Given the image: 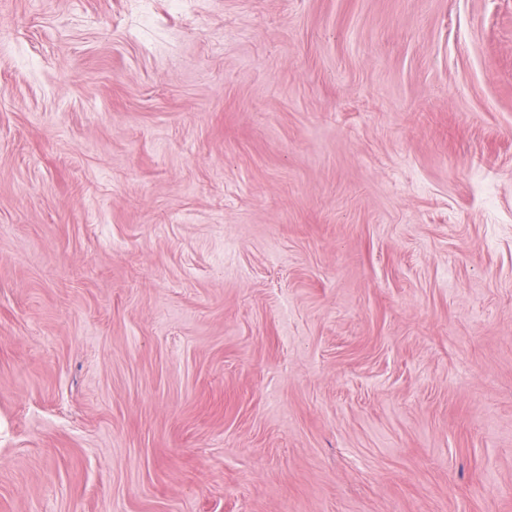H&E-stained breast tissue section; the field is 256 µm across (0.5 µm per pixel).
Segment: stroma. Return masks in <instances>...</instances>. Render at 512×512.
Masks as SVG:
<instances>
[{
    "label": "stroma",
    "instance_id": "stroma-1",
    "mask_svg": "<svg viewBox=\"0 0 512 512\" xmlns=\"http://www.w3.org/2000/svg\"><path fill=\"white\" fill-rule=\"evenodd\" d=\"M0 512H512V0H0Z\"/></svg>",
    "mask_w": 512,
    "mask_h": 512
}]
</instances>
